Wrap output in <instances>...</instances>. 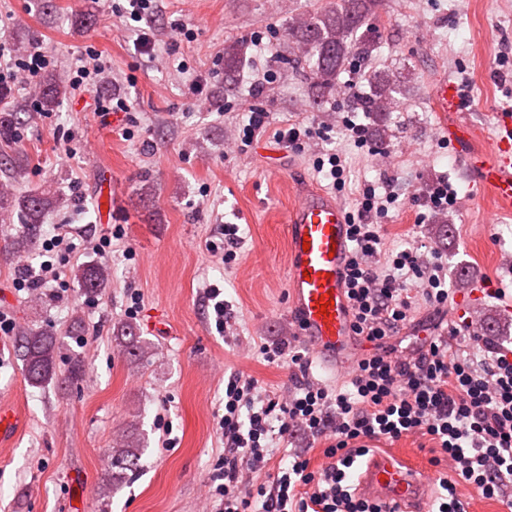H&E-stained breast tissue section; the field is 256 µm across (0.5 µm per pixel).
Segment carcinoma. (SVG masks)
<instances>
[{"instance_id":"cac0c4a2","label":"carcinoma","mask_w":512,"mask_h":512,"mask_svg":"<svg viewBox=\"0 0 512 512\" xmlns=\"http://www.w3.org/2000/svg\"><path fill=\"white\" fill-rule=\"evenodd\" d=\"M380 0H336V6L308 14L288 27V36L301 49L304 61L311 71L312 103L322 106L329 101L339 74L352 58L368 67L364 78L368 89L351 92L352 106L362 112H372L377 119L376 132H385L389 113L395 111L400 93L399 85L385 69L369 65L377 49L376 36L363 29L365 20L377 14ZM243 57L242 46L230 42L224 46L225 82H233L234 74ZM66 94V87L54 75L39 80V98L43 110H54ZM19 117L15 112H0V148H9L17 137ZM27 164L14 160L9 181L0 183V211L18 213L22 226L12 237L6 257H18L30 252L39 237L43 213L50 204L48 192L33 189L18 195L11 182L25 176ZM74 277L87 295L97 293L109 281L110 269L104 264L86 265L76 269ZM57 338L41 328H29L19 337V350L28 381L33 385L61 382L77 385L86 374L83 358L76 354L67 363L65 371L57 367ZM112 482H118L135 470L140 456L134 451V442L123 440L111 449Z\"/></svg>"}]
</instances>
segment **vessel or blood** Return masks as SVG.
I'll return each mask as SVG.
<instances>
[{"label": "vessel or blood", "mask_w": 512, "mask_h": 512, "mask_svg": "<svg viewBox=\"0 0 512 512\" xmlns=\"http://www.w3.org/2000/svg\"><path fill=\"white\" fill-rule=\"evenodd\" d=\"M430 100L438 112L457 111L460 104L455 84L445 77L434 84ZM496 126L499 134L484 150L472 146L473 126L450 125L445 133L476 175L478 189L511 207L512 113H498ZM285 224L290 249L287 285L300 331L324 366L347 365L353 335L344 288L349 250L345 208L333 196L312 190L287 213ZM429 480L426 468L375 458L360 472L357 491L367 498L395 501L400 512H428Z\"/></svg>", "instance_id": "obj_1"}]
</instances>
